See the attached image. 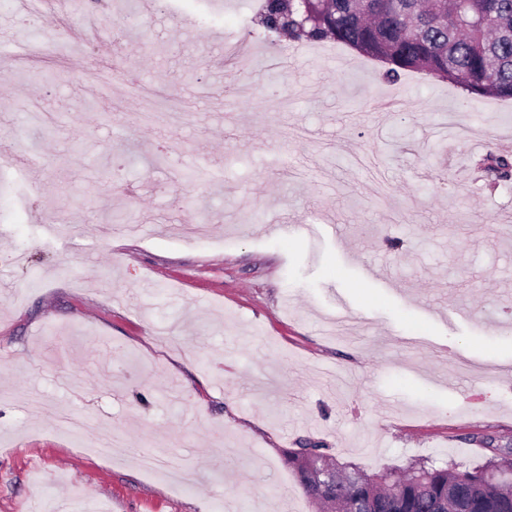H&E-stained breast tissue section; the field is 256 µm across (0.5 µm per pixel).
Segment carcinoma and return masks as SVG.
Wrapping results in <instances>:
<instances>
[{"label":"carcinoma","mask_w":512,"mask_h":512,"mask_svg":"<svg viewBox=\"0 0 512 512\" xmlns=\"http://www.w3.org/2000/svg\"><path fill=\"white\" fill-rule=\"evenodd\" d=\"M257 17L274 43L333 40L386 64L392 81L421 71L474 99H512V0H262ZM478 167L494 182L512 178L506 156L488 153ZM284 457L327 512H512V480L483 468L343 473L311 442Z\"/></svg>","instance_id":"carcinoma-1"}]
</instances>
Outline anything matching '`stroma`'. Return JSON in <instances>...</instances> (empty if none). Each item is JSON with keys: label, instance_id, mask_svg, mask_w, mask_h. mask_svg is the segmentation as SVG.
I'll return each instance as SVG.
<instances>
[{"label": "stroma", "instance_id": "stroma-1", "mask_svg": "<svg viewBox=\"0 0 512 512\" xmlns=\"http://www.w3.org/2000/svg\"><path fill=\"white\" fill-rule=\"evenodd\" d=\"M256 4L112 0L96 49L72 0H0V512H316L306 439L367 473L512 447V180L476 166L512 100L271 45Z\"/></svg>", "mask_w": 512, "mask_h": 512}]
</instances>
